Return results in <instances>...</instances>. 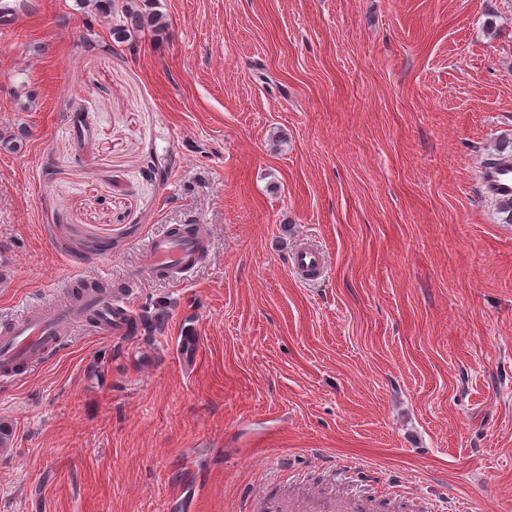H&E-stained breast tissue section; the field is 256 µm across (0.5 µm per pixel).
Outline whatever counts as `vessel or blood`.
Masks as SVG:
<instances>
[{
    "label": "vessel or blood",
    "mask_w": 512,
    "mask_h": 512,
    "mask_svg": "<svg viewBox=\"0 0 512 512\" xmlns=\"http://www.w3.org/2000/svg\"><path fill=\"white\" fill-rule=\"evenodd\" d=\"M482 184L495 197L512 196V160L504 159L484 166ZM208 251V239L200 226L191 224L180 231L151 238L143 249L140 275L155 278L168 275L184 280ZM294 269L304 278L322 274V253L306 247L292 255ZM93 318L100 333L128 337L133 333V318L126 291L87 290L75 301L29 306L20 317L0 324V379L18 380L33 365L60 352L62 329L75 319Z\"/></svg>",
    "instance_id": "vessel-or-blood-1"
}]
</instances>
